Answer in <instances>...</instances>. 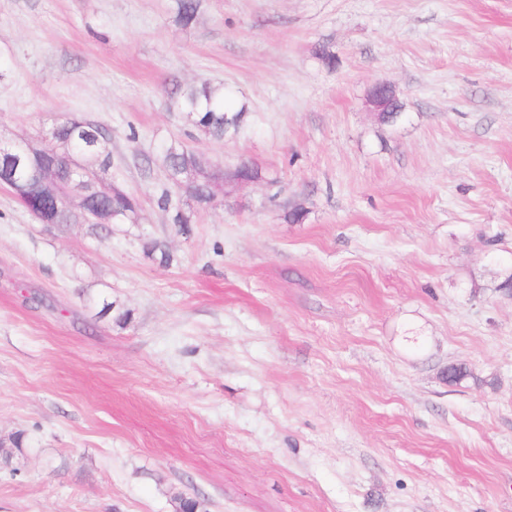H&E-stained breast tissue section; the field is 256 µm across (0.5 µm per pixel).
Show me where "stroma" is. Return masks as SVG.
<instances>
[{
	"label": "stroma",
	"mask_w": 512,
	"mask_h": 512,
	"mask_svg": "<svg viewBox=\"0 0 512 512\" xmlns=\"http://www.w3.org/2000/svg\"><path fill=\"white\" fill-rule=\"evenodd\" d=\"M66 117L142 220L0 188V512H512V0H0V140ZM172 144L224 170L185 232L139 163ZM172 105L186 113L193 123L215 139H223L230 123L240 124L246 109H231L226 105L223 84H176L171 91ZM397 100L396 90L387 83L376 84L370 97L372 106L382 119H389L398 115L399 110L396 109ZM8 183L11 186V192L26 209L40 212L48 223L62 221L58 211L51 202L50 194L43 189H36L32 180L12 181ZM71 224H93L106 230L108 224H137L141 220V204L137 196L118 185L104 196L93 200L92 210L87 214H71Z\"/></svg>",
	"instance_id": "35a3bbf8"
}]
</instances>
